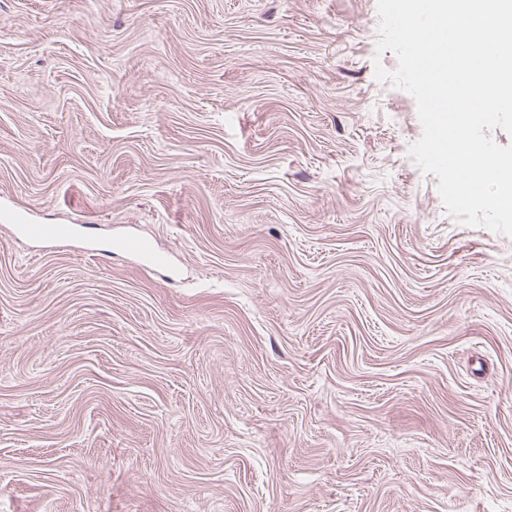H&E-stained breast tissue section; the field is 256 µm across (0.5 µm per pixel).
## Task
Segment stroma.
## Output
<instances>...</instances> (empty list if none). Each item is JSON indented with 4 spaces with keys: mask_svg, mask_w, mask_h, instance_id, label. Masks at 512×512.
Returning a JSON list of instances; mask_svg holds the SVG:
<instances>
[{
    "mask_svg": "<svg viewBox=\"0 0 512 512\" xmlns=\"http://www.w3.org/2000/svg\"><path fill=\"white\" fill-rule=\"evenodd\" d=\"M377 0H0V512H512V237L450 216ZM15 223L9 224L12 233L30 241L50 243L60 240H69L78 243V250L87 255L104 254L105 251L96 248L93 238L87 232V227H76L72 224H40L27 221L24 217H18ZM112 249L145 262L153 268L168 269L171 267L170 256L158 251L148 239L138 234L128 233L113 240Z\"/></svg>",
    "mask_w": 512,
    "mask_h": 512,
    "instance_id": "35a3bbf8",
    "label": "stroma"
}]
</instances>
